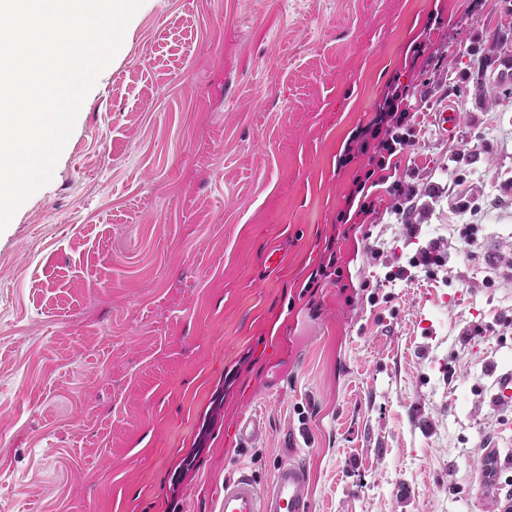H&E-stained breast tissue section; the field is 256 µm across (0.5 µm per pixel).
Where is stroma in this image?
<instances>
[{
    "label": "stroma",
    "mask_w": 512,
    "mask_h": 512,
    "mask_svg": "<svg viewBox=\"0 0 512 512\" xmlns=\"http://www.w3.org/2000/svg\"><path fill=\"white\" fill-rule=\"evenodd\" d=\"M506 26L500 0H144L0 232V512H220L238 468L266 488L291 459L313 512H502L512 67L469 47ZM397 84L414 238L388 185L351 211L368 158L344 160ZM266 433L264 420L254 415H241L237 418L233 435L238 445H248L261 439Z\"/></svg>",
    "instance_id": "obj_1"
}]
</instances>
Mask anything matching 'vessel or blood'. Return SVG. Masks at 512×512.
Returning <instances> with one entry per match:
<instances>
[{"label": "vessel or blood", "instance_id": "obj_1", "mask_svg": "<svg viewBox=\"0 0 512 512\" xmlns=\"http://www.w3.org/2000/svg\"><path fill=\"white\" fill-rule=\"evenodd\" d=\"M266 433L264 420L254 415L237 418L233 435L237 444L248 445ZM309 480L305 466L296 461L281 464L270 488H261L246 471L224 482L222 512H311Z\"/></svg>", "mask_w": 512, "mask_h": 512}]
</instances>
